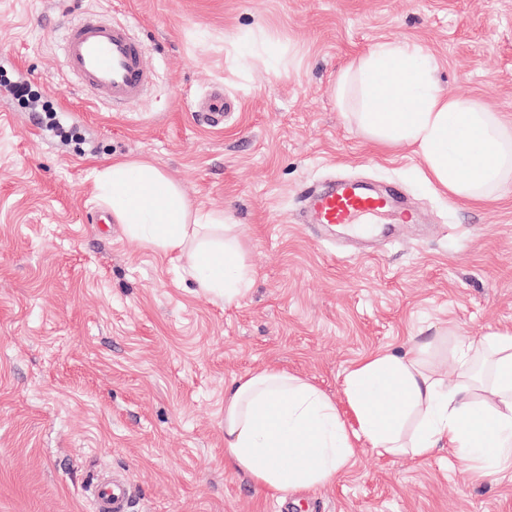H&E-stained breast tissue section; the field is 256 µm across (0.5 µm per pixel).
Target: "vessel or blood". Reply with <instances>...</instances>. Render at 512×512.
Here are the masks:
<instances>
[{
  "label": "vessel or blood",
  "mask_w": 512,
  "mask_h": 512,
  "mask_svg": "<svg viewBox=\"0 0 512 512\" xmlns=\"http://www.w3.org/2000/svg\"><path fill=\"white\" fill-rule=\"evenodd\" d=\"M63 33L67 70L90 86L102 102L116 107L143 95L152 74L144 67L143 48L132 39L127 25L86 15L70 22ZM226 108L224 90L219 87L207 96L199 117L207 126L220 129ZM303 208L313 223L333 226L365 224L390 210L398 211L402 222L413 220L396 191L375 194L353 184L309 188ZM89 497L94 512H130L132 505L129 486L112 476L97 479Z\"/></svg>",
  "instance_id": "vessel-or-blood-1"
}]
</instances>
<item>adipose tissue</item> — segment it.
<instances>
[{
    "mask_svg": "<svg viewBox=\"0 0 512 512\" xmlns=\"http://www.w3.org/2000/svg\"><path fill=\"white\" fill-rule=\"evenodd\" d=\"M338 95L370 138L412 147L449 196L485 200L512 172V128L478 102L444 93L418 45L375 44L343 70ZM94 178L113 220L151 250L185 259L200 292L227 304L248 292L253 271L226 233L227 215L193 207L146 160L112 162ZM429 347L425 340L357 361L345 376V414L285 371L235 380L224 393L226 467L285 493L334 481L360 444L422 461L447 448L477 480L512 465V332L454 337L447 381L429 371Z\"/></svg>",
    "mask_w": 512,
    "mask_h": 512,
    "instance_id": "ef3b65f1",
    "label": "adipose tissue"
}]
</instances>
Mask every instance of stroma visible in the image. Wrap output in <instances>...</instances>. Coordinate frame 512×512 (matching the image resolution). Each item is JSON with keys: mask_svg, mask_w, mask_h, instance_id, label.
<instances>
[{"mask_svg": "<svg viewBox=\"0 0 512 512\" xmlns=\"http://www.w3.org/2000/svg\"><path fill=\"white\" fill-rule=\"evenodd\" d=\"M87 12L144 44L155 80L125 111L64 66L59 22ZM381 41L418 44L445 92L512 123V0H0V86L27 73L83 138L0 95V512H91L106 471L132 512H512V467L476 481L445 448H360L284 498L224 465V390L252 371L306 377L343 411L355 361L419 328L512 330V182L493 202L452 198L338 103L342 69ZM217 86L234 102L220 131L196 115ZM141 158L231 216L254 270L237 302L97 223L93 167ZM340 178L402 192L416 222L297 223L307 186Z\"/></svg>", "mask_w": 512, "mask_h": 512, "instance_id": "1", "label": "stroma"}]
</instances>
